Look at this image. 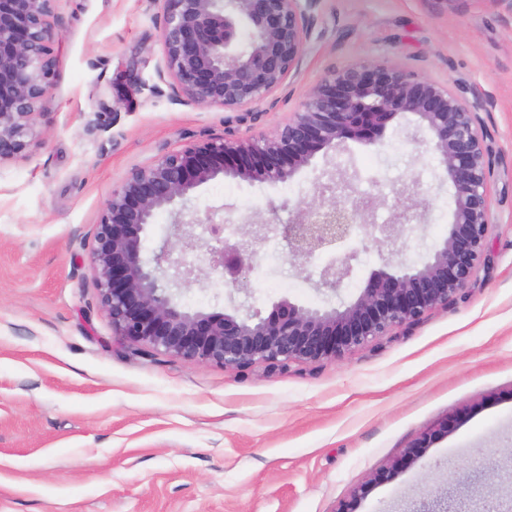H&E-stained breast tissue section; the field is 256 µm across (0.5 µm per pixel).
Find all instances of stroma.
I'll return each mask as SVG.
<instances>
[{
	"label": "stroma",
	"mask_w": 512,
	"mask_h": 512,
	"mask_svg": "<svg viewBox=\"0 0 512 512\" xmlns=\"http://www.w3.org/2000/svg\"><path fill=\"white\" fill-rule=\"evenodd\" d=\"M160 12L155 0H56L38 144L0 163V512H407L423 492H463L475 448L506 464L512 491V0H318L298 73L240 110L171 100L156 76ZM354 60L401 64L482 103L497 223L468 287L339 362L230 369L134 352L113 333L90 269L112 189L186 144L274 132L307 89ZM337 166L380 199L370 223L389 222L409 180L420 202L387 251L356 242L341 294L318 289L319 262H294L274 239L247 289L204 277L180 286L178 303L245 311L286 297L328 309L357 297L382 254L427 261L452 221L453 188L409 114L381 146L346 141L285 182L219 178L177 209L286 224ZM450 419L457 428L405 464ZM393 466L392 481L357 498ZM457 420L451 421L448 423H444L438 429L433 430L429 433H426L419 442H417L414 447L408 452V455L405 459V464H412L421 457H423L427 451V448H431L432 444L444 437L447 436L450 432L453 431L457 424Z\"/></svg>",
	"instance_id": "obj_1"
}]
</instances>
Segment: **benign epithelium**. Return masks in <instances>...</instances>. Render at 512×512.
Segmentation results:
<instances>
[{
	"instance_id": "obj_1",
	"label": "benign epithelium",
	"mask_w": 512,
	"mask_h": 512,
	"mask_svg": "<svg viewBox=\"0 0 512 512\" xmlns=\"http://www.w3.org/2000/svg\"><path fill=\"white\" fill-rule=\"evenodd\" d=\"M55 0H0V162L36 145L39 104L51 88L55 59L50 22ZM161 5L163 60L156 76L177 104L235 110L255 105L297 72L314 36L317 0H156ZM449 86L414 75L398 63L357 60L311 86L272 135L212 138L172 150L132 169L112 189L94 232L91 270L100 307L112 330L134 349L200 364L284 367L292 361H339L396 326L416 321L465 289L486 260L495 217L492 168L477 112ZM411 114L429 131L441 174L453 187L452 222L432 257L397 269H372L348 304L311 309L284 297L264 313L186 311L172 285L199 267L224 285L249 281L270 235L288 243L296 260H323L319 285L339 292L350 279L354 238L395 242L418 217L415 183L403 185L405 203L387 224H366L373 201L346 205L351 179L330 178L319 199L291 224L251 223L246 229L216 221L212 213L175 224L152 258L143 241L154 214L183 201L218 177L286 182L322 150L346 140L382 144L387 125ZM210 228L203 245L193 225ZM446 422L408 452L412 464L453 431ZM467 467L484 476L477 507L454 512H505L494 464L475 450ZM417 512H448V500L426 493Z\"/></svg>"
}]
</instances>
